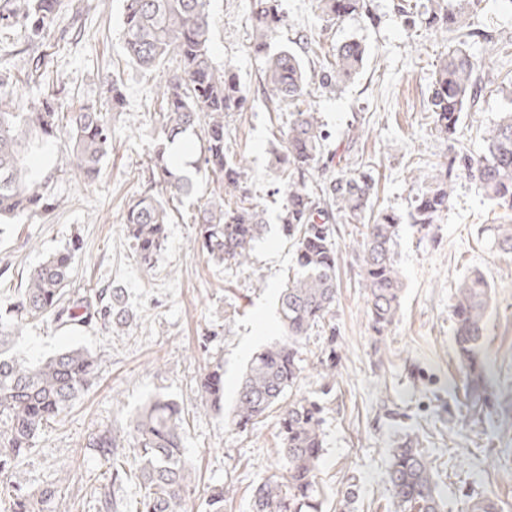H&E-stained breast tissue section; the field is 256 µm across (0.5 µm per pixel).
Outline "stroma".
Listing matches in <instances>:
<instances>
[{
    "instance_id": "obj_1",
    "label": "stroma",
    "mask_w": 512,
    "mask_h": 512,
    "mask_svg": "<svg viewBox=\"0 0 512 512\" xmlns=\"http://www.w3.org/2000/svg\"><path fill=\"white\" fill-rule=\"evenodd\" d=\"M64 2L43 46L0 38V56L8 55L12 75L20 77L30 55L45 53L46 74L23 91L21 103L52 90L62 111L81 105L106 111L112 145L91 184L70 169L69 131L28 153L31 169L49 177L52 194L64 204L32 222L0 230V299L23 287L29 270L45 257L76 241L80 250L71 292L122 289L131 316L109 327L35 322L18 337V349L33 360L69 346L87 347L100 358L95 385L46 430L28 469L38 479L73 465L67 489L72 512H93L90 502L100 487L122 503L124 512H136L140 496L134 481L113 480L111 468L88 441L99 430L124 425L130 412L164 393L185 410L184 452L201 478L196 503L220 485L224 512H251L254 488L270 477L287 476V462L278 451V417L269 414L244 433L225 426L223 412L200 408L198 375L207 363L223 361L224 403L232 405L252 355L281 336L278 294L291 273L294 248L273 225L247 269L207 261L195 241L196 201L186 198L170 204L167 241L153 272L141 270L123 215L149 187L162 112L157 86L169 72L143 70L128 58L123 0L105 6L97 0ZM398 2L367 0L366 12L334 23L316 0H283L287 20L271 47L294 49L314 74L332 61L339 42L353 38L362 44L363 67L356 78L331 92L311 85L304 105L318 112L333 143L353 163L372 172L374 210L404 215L414 177L434 172L448 155L428 99L449 40L438 28L405 26ZM209 21L215 64L233 69L250 100L246 111L225 119V139L230 151L246 161L247 202L272 218L282 196L269 149L287 129L289 109L261 93L250 0H210ZM469 22L503 46L491 56L482 40L467 42L481 62L487 89L464 113L456 139L458 146L476 152L512 95V0H480ZM111 81L123 94L117 106L106 91ZM498 221V212L462 177L432 229L401 225L396 251L402 304L381 336L372 329L360 286L363 227L337 225L336 379L327 384L317 374L327 339L316 329L306 342L305 370L292 392L324 407V451L316 473L321 512H340L349 490L352 512H395L386 471L392 448L407 437L418 439L434 461L444 512H461L471 492L493 497L500 512H512V260L492 253L481 234L483 225ZM475 270L487 276L494 297L482 348L492 402L479 415L460 409L464 374L452 319L457 285Z\"/></svg>"
}]
</instances>
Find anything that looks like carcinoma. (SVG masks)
Segmentation results:
<instances>
[{
    "label": "carcinoma",
    "mask_w": 512,
    "mask_h": 512,
    "mask_svg": "<svg viewBox=\"0 0 512 512\" xmlns=\"http://www.w3.org/2000/svg\"><path fill=\"white\" fill-rule=\"evenodd\" d=\"M428 0L426 21L452 35L482 38L468 28L466 18L478 0ZM60 0H5L0 6V30L21 26L20 38L41 39L56 23ZM330 20L341 21L366 8L364 0H319ZM253 47L264 59L263 94L275 104L302 101L314 76L300 56L283 48L268 52L270 40L286 21L283 0H252ZM126 50L141 68L165 64L171 75L162 94L163 124L160 142L151 158L156 192L132 200L124 217L141 268L155 266L165 246L169 222L167 199L197 198L196 240L202 254L229 269L250 263L257 243L267 231V212L257 205L226 200L241 190V161L229 154L224 140V118L245 108L237 76L213 66L209 42V0H126L123 15ZM364 48L349 40L336 47L334 60L319 74V85L335 89L349 83L362 66ZM486 88L480 67L461 42L449 49L434 74L429 110L439 133L450 142L444 172L424 179L411 201L408 219L428 230L448 211L456 175L466 174L481 195L503 211L505 222L485 225L492 252L512 258V107L483 137V148L472 155L452 142L463 113L470 111ZM18 83L0 74V225L24 224L63 204L50 197L49 177L34 173L22 150L26 139L40 147L69 127L73 138L70 169L84 182H95L101 162L112 143V126L105 114L82 106L64 117L56 99L47 94L30 102L25 112L16 108ZM199 131L198 144L181 149L187 133ZM331 134L318 113H292L287 130L272 146L274 170L285 186L276 215L280 233L295 247L294 274L279 295L278 315L283 335L255 353L243 374L227 423L239 430L278 413L281 448L288 477L269 478L257 485L252 512H320L316 473L323 451V407L318 400H285L304 371L302 350L309 332L336 304V225L361 224V288L364 289L372 329L383 335L396 320L403 284L394 257L402 217L393 211L374 212L373 178L360 171L330 177L316 197L309 177L325 165ZM221 178L224 191L205 195L201 186L210 177ZM76 258L72 248L55 253L33 268L23 288L9 297L0 314V512H71L63 493L74 473L57 470L35 486L27 460L50 422L72 407L97 373V357L86 349L70 347L44 360L31 361L15 350V336L33 321L92 323L97 317L109 325L129 315L120 293L102 304L93 289L70 302L69 279ZM492 287L485 275L473 271L456 292L455 349L465 372L463 406L486 407L490 394L481 348L491 309ZM328 325V324H326ZM328 348L318 358L320 375L336 378V327L328 325ZM201 406L221 409L224 400V365L210 363L200 376ZM185 413L166 395H156L130 415L126 427L108 428L89 445L112 460V477L137 481L141 508L137 512H188L195 492L196 472L182 452ZM388 482L399 512H443L444 501L433 476L430 456L407 437L392 449ZM205 512H224V488L211 490ZM466 512H498L489 496H467Z\"/></svg>",
    "instance_id": "1"
}]
</instances>
